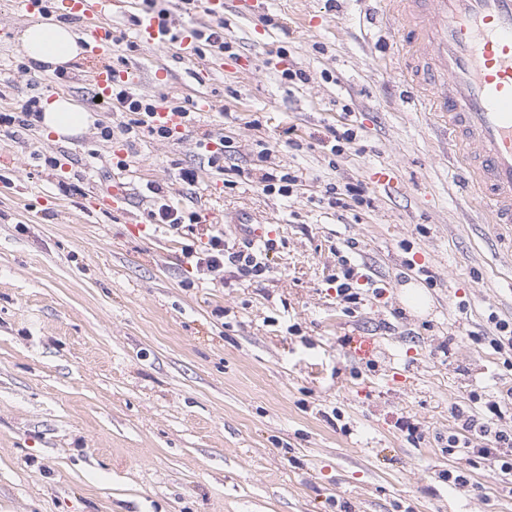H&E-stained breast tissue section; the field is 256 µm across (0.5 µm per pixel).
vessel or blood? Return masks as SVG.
<instances>
[{"instance_id": "b4317fda", "label": "vessel or blood", "mask_w": 512, "mask_h": 512, "mask_svg": "<svg viewBox=\"0 0 512 512\" xmlns=\"http://www.w3.org/2000/svg\"><path fill=\"white\" fill-rule=\"evenodd\" d=\"M58 2L84 28V80L111 96L117 39L110 17L135 12L136 0ZM386 13L400 23L395 47L403 77L435 113L493 223L512 227V0H386ZM137 35L181 58L196 55L194 27L168 35L148 14L139 16Z\"/></svg>"}]
</instances>
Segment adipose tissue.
Segmentation results:
<instances>
[{
	"mask_svg": "<svg viewBox=\"0 0 512 512\" xmlns=\"http://www.w3.org/2000/svg\"><path fill=\"white\" fill-rule=\"evenodd\" d=\"M18 40L28 59L50 71L65 66L81 52L72 28L50 17L27 25ZM41 108L42 128L60 138L84 132L93 121L86 108L61 94L45 96Z\"/></svg>",
	"mask_w": 512,
	"mask_h": 512,
	"instance_id": "1",
	"label": "adipose tissue"
}]
</instances>
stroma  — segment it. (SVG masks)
Returning a JSON list of instances; mask_svg holds the SVG:
<instances>
[{
  "instance_id": "obj_1",
  "label": "stroma",
  "mask_w": 512,
  "mask_h": 512,
  "mask_svg": "<svg viewBox=\"0 0 512 512\" xmlns=\"http://www.w3.org/2000/svg\"><path fill=\"white\" fill-rule=\"evenodd\" d=\"M374 2L271 0L262 18L226 16L231 51L192 62L114 14L112 65L138 95L201 90L216 110L181 140L127 150L100 136L127 113L92 103L78 58L67 94L94 126L0 132V512H512L499 463L448 450L464 414L512 430V351L490 343L512 324V240L469 223L479 202L411 104ZM23 25L0 0V111L54 84L20 69ZM332 125L355 136L338 154L322 146ZM207 134L231 144L226 174L207 166ZM114 155L127 171L106 169ZM382 168L394 193L374 186ZM262 169L304 182L270 194ZM120 175L123 201L106 208ZM150 183L206 222L150 224ZM348 186L365 206L329 208V188ZM237 218L279 250L265 279L228 266L219 285L183 250L212 227L243 244ZM341 248L360 274L350 305L330 280ZM410 283L426 312L402 304Z\"/></svg>"
}]
</instances>
